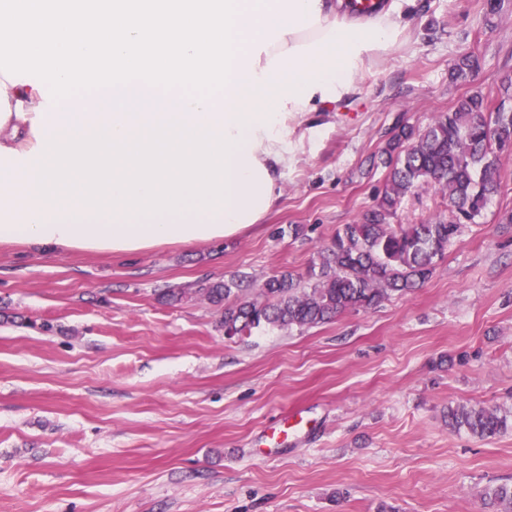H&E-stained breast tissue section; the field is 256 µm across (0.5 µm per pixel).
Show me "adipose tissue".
Instances as JSON below:
<instances>
[{
    "label": "adipose tissue",
    "mask_w": 512,
    "mask_h": 512,
    "mask_svg": "<svg viewBox=\"0 0 512 512\" xmlns=\"http://www.w3.org/2000/svg\"><path fill=\"white\" fill-rule=\"evenodd\" d=\"M398 4L0 0V244L131 254L262 221L305 118L356 92Z\"/></svg>",
    "instance_id": "adipose-tissue-1"
}]
</instances>
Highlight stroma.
Returning a JSON list of instances; mask_svg holds the SVG:
<instances>
[{
  "label": "stroma",
  "mask_w": 512,
  "mask_h": 512,
  "mask_svg": "<svg viewBox=\"0 0 512 512\" xmlns=\"http://www.w3.org/2000/svg\"><path fill=\"white\" fill-rule=\"evenodd\" d=\"M405 21L357 92L310 116L277 206L244 234L127 255L0 246V512H489L484 487L512 482V429L482 440L447 414L512 415V156L434 276L376 308L230 339L222 307L160 300L307 277L380 197L400 126L475 91L497 104L512 0L491 18L485 0H414ZM465 54L479 70L454 79ZM448 215L422 186L396 221Z\"/></svg>",
  "instance_id": "35a3bbf8"
}]
</instances>
